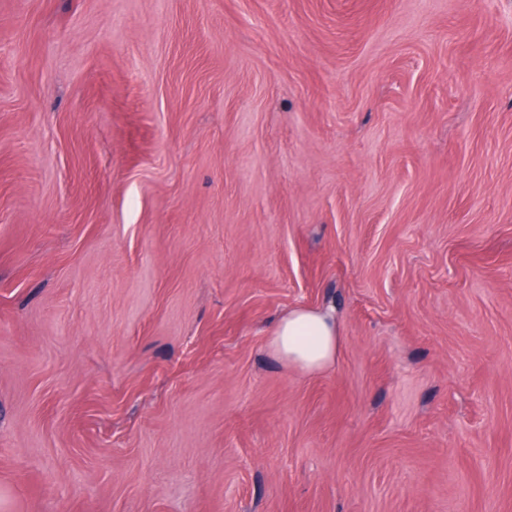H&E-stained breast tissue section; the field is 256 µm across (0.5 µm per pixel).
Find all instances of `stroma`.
<instances>
[{
	"label": "stroma",
	"instance_id": "35a3bbf8",
	"mask_svg": "<svg viewBox=\"0 0 512 512\" xmlns=\"http://www.w3.org/2000/svg\"><path fill=\"white\" fill-rule=\"evenodd\" d=\"M0 512H512V0H0ZM270 346L287 364L307 372L323 370L336 359V317L325 308L293 309L277 324Z\"/></svg>",
	"mask_w": 512,
	"mask_h": 512
}]
</instances>
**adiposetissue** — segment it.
Segmentation results:
<instances>
[{"label":"adipose tissue","instance_id":"adipose-tissue-1","mask_svg":"<svg viewBox=\"0 0 512 512\" xmlns=\"http://www.w3.org/2000/svg\"><path fill=\"white\" fill-rule=\"evenodd\" d=\"M270 346L287 364L307 372L323 370L336 359V318L324 308L294 309L277 324Z\"/></svg>","mask_w":512,"mask_h":512}]
</instances>
